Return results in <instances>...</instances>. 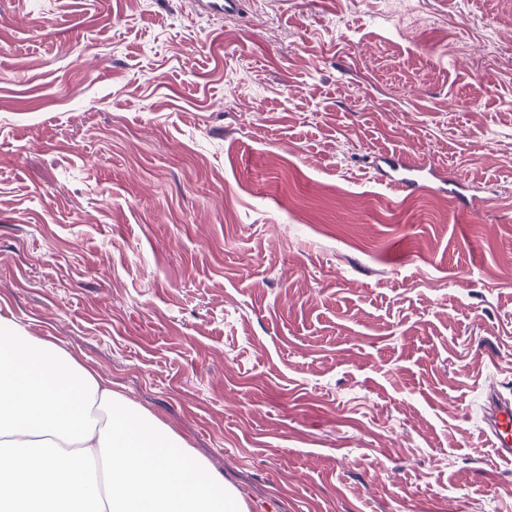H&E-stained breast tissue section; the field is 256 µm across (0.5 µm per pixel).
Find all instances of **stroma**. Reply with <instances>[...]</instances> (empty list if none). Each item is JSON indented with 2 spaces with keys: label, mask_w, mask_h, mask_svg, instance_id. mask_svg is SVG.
<instances>
[{
  "label": "stroma",
  "mask_w": 512,
  "mask_h": 512,
  "mask_svg": "<svg viewBox=\"0 0 512 512\" xmlns=\"http://www.w3.org/2000/svg\"><path fill=\"white\" fill-rule=\"evenodd\" d=\"M509 259L512 0H0V316L246 512H512ZM382 163L386 167L382 166L379 160L375 166L385 185L395 193L413 194L422 188L423 182L427 180L425 174L410 169L399 157L388 158ZM483 390L487 406L481 433L497 458L512 462V402L502 397L494 386Z\"/></svg>",
  "instance_id": "35a3bbf8"
}]
</instances>
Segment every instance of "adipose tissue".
Listing matches in <instances>:
<instances>
[{"instance_id":"adipose-tissue-1","label":"adipose tissue","mask_w":512,"mask_h":512,"mask_svg":"<svg viewBox=\"0 0 512 512\" xmlns=\"http://www.w3.org/2000/svg\"><path fill=\"white\" fill-rule=\"evenodd\" d=\"M94 498V512H242L184 442L111 381L0 318V510Z\"/></svg>"}]
</instances>
